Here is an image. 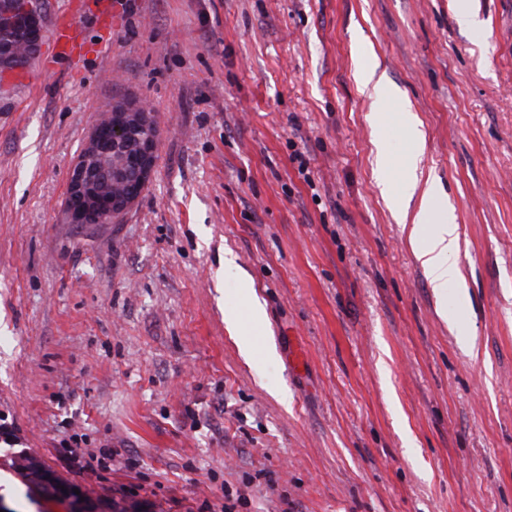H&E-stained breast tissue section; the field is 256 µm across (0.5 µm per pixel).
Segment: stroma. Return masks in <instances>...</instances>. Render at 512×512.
Instances as JSON below:
<instances>
[{
    "label": "stroma",
    "mask_w": 512,
    "mask_h": 512,
    "mask_svg": "<svg viewBox=\"0 0 512 512\" xmlns=\"http://www.w3.org/2000/svg\"><path fill=\"white\" fill-rule=\"evenodd\" d=\"M112 0L0 72V503L10 512H512V0ZM402 104L363 93L360 65ZM149 103L151 180L69 223L102 112ZM459 226L437 297L382 193L409 152ZM250 281L246 361L224 320ZM106 453L90 475L63 441ZM26 455L52 485L29 489ZM53 44L62 59H71L84 47L83 27L77 18L59 22L52 32Z\"/></svg>",
    "instance_id": "35a3bbf8"
}]
</instances>
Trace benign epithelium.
I'll return each mask as SVG.
<instances>
[{"instance_id": "benign-epithelium-1", "label": "benign epithelium", "mask_w": 512, "mask_h": 512, "mask_svg": "<svg viewBox=\"0 0 512 512\" xmlns=\"http://www.w3.org/2000/svg\"><path fill=\"white\" fill-rule=\"evenodd\" d=\"M34 5L0 14V68L21 67L43 38ZM159 130L144 102L120 103L100 120L72 168L66 210L72 224L106 221L140 196L155 165Z\"/></svg>"}]
</instances>
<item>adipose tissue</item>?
I'll list each match as a JSON object with an SVG mask.
<instances>
[{"mask_svg":"<svg viewBox=\"0 0 512 512\" xmlns=\"http://www.w3.org/2000/svg\"><path fill=\"white\" fill-rule=\"evenodd\" d=\"M400 124L413 149L401 168L400 186L403 193L416 199L417 208L412 212L400 210L399 219L408 229L415 257L431 287L441 295L449 283L461 280L458 268L450 262L457 250L459 226L454 214L442 203L434 183L417 174L416 153L424 142L420 121L414 113L405 112Z\"/></svg>","mask_w":512,"mask_h":512,"instance_id":"1","label":"adipose tissue"}]
</instances>
